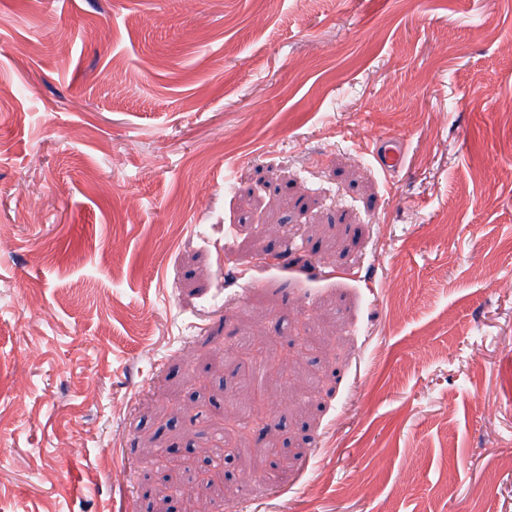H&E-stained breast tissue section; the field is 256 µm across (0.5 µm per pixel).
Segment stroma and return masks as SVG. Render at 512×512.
I'll use <instances>...</instances> for the list:
<instances>
[{"label": "stroma", "instance_id": "1", "mask_svg": "<svg viewBox=\"0 0 512 512\" xmlns=\"http://www.w3.org/2000/svg\"><path fill=\"white\" fill-rule=\"evenodd\" d=\"M509 455L512 0H0V512H512Z\"/></svg>", "mask_w": 512, "mask_h": 512}]
</instances>
